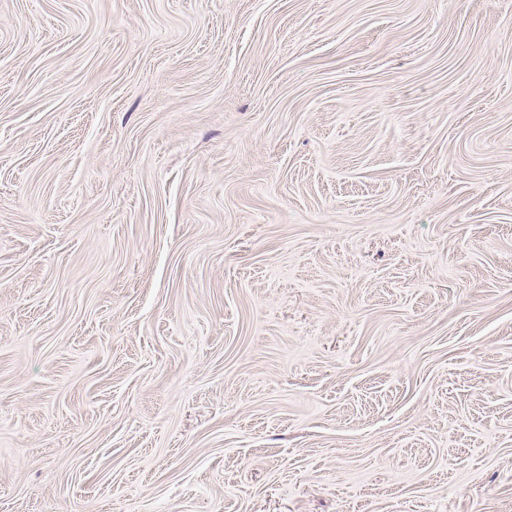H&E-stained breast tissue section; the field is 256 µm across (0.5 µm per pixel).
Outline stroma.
<instances>
[{"label":"stroma","instance_id":"35a3bbf8","mask_svg":"<svg viewBox=\"0 0 512 512\" xmlns=\"http://www.w3.org/2000/svg\"><path fill=\"white\" fill-rule=\"evenodd\" d=\"M0 512H512V0H0Z\"/></svg>","mask_w":512,"mask_h":512}]
</instances>
